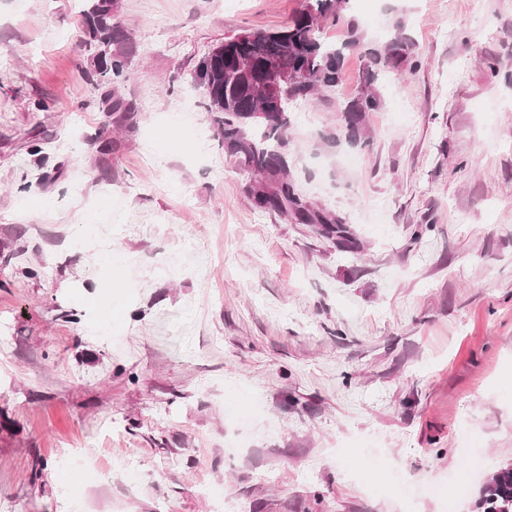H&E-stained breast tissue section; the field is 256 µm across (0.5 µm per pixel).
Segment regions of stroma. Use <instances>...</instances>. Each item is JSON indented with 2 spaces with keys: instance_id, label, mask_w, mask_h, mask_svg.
<instances>
[{
  "instance_id": "35a3bbf8",
  "label": "stroma",
  "mask_w": 512,
  "mask_h": 512,
  "mask_svg": "<svg viewBox=\"0 0 512 512\" xmlns=\"http://www.w3.org/2000/svg\"><path fill=\"white\" fill-rule=\"evenodd\" d=\"M307 3L117 0L107 90L84 0H0V512H446L386 486L463 472L474 436L483 474L512 461V0H349L420 60L358 143L327 138L361 49L289 108L296 191L354 255L252 208L190 86ZM83 28L91 54L87 57L89 70L85 73L95 80L96 85H111L128 79L125 56L121 48L129 40L127 29L116 20V0H86ZM115 46V50H114ZM97 48V50H96ZM101 51L102 54L98 52ZM103 78V79H101Z\"/></svg>"
}]
</instances>
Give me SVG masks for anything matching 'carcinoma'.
<instances>
[{
	"label": "carcinoma",
	"mask_w": 512,
	"mask_h": 512,
	"mask_svg": "<svg viewBox=\"0 0 512 512\" xmlns=\"http://www.w3.org/2000/svg\"><path fill=\"white\" fill-rule=\"evenodd\" d=\"M83 28L90 47L86 74L96 85H110L130 77L118 48L129 40L127 29L116 20V0H87ZM348 0H311L286 24L276 29L245 30L224 39L203 56L191 76L206 87L204 104L216 134L237 170L253 178L248 195L258 211L291 216L298 224H316L319 233L334 241L339 251L356 253L359 246L346 225L331 213L312 211L300 201L290 178L288 156V104L307 100L318 91L337 86L344 76V50L363 45L356 22L347 16ZM345 24L348 37L337 47L321 37L326 21ZM415 45L397 33L381 48H367L364 85L341 110L338 134L330 138L360 141L364 116L380 109L376 90L380 74L402 75L403 66L419 65ZM279 63L298 73L262 117L249 113L258 107L255 97L265 67ZM476 512H512V463L498 467L479 491Z\"/></svg>",
	"instance_id": "obj_1"
}]
</instances>
